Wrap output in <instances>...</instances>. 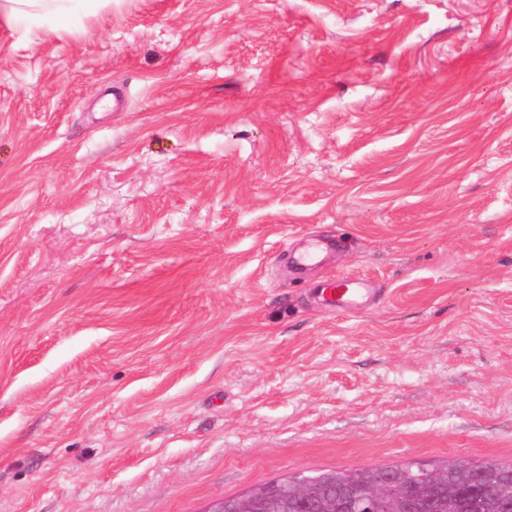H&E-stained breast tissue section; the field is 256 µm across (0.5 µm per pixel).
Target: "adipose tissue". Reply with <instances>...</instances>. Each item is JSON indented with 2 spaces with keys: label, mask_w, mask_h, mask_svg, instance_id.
<instances>
[{
  "label": "adipose tissue",
  "mask_w": 512,
  "mask_h": 512,
  "mask_svg": "<svg viewBox=\"0 0 512 512\" xmlns=\"http://www.w3.org/2000/svg\"><path fill=\"white\" fill-rule=\"evenodd\" d=\"M105 0H0V25L37 27L54 34L85 15L99 12Z\"/></svg>",
  "instance_id": "obj_1"
}]
</instances>
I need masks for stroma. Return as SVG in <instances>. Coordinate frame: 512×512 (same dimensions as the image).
Wrapping results in <instances>:
<instances>
[{
  "mask_svg": "<svg viewBox=\"0 0 512 512\" xmlns=\"http://www.w3.org/2000/svg\"><path fill=\"white\" fill-rule=\"evenodd\" d=\"M431 458L512 463V0L0 26V512ZM365 286L359 277L337 275L320 288L324 310L333 313L364 308Z\"/></svg>",
  "mask_w": 512,
  "mask_h": 512,
  "instance_id": "obj_1",
  "label": "stroma"
}]
</instances>
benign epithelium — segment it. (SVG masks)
Instances as JSON below:
<instances>
[{"instance_id": "1", "label": "benign epithelium", "mask_w": 512, "mask_h": 512, "mask_svg": "<svg viewBox=\"0 0 512 512\" xmlns=\"http://www.w3.org/2000/svg\"><path fill=\"white\" fill-rule=\"evenodd\" d=\"M448 465L442 464L435 469L410 465L394 471L383 479L377 474L359 473L351 482L350 498L353 512H374L379 502L392 497L398 500L401 508L412 510L435 499L437 492L447 483ZM336 485V477L331 476L320 481L294 479L282 483L281 507L288 502L303 503L315 512H336L334 498L326 493V488ZM271 508V498L260 488L247 491L236 498L233 512H265Z\"/></svg>"}]
</instances>
